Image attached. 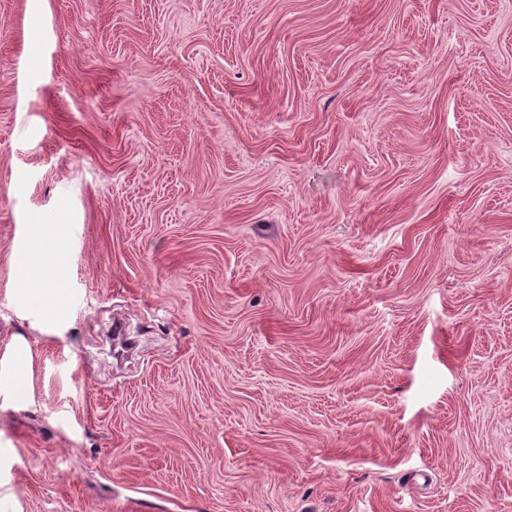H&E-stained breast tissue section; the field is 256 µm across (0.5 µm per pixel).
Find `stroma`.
Here are the masks:
<instances>
[{
  "instance_id": "1",
  "label": "stroma",
  "mask_w": 512,
  "mask_h": 512,
  "mask_svg": "<svg viewBox=\"0 0 512 512\" xmlns=\"http://www.w3.org/2000/svg\"><path fill=\"white\" fill-rule=\"evenodd\" d=\"M20 342L0 512H512V0H0Z\"/></svg>"
}]
</instances>
